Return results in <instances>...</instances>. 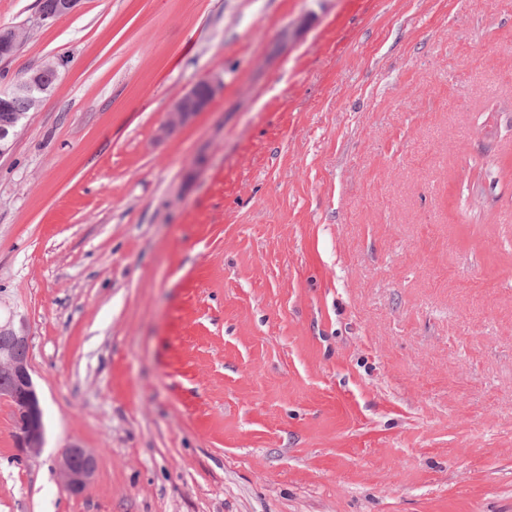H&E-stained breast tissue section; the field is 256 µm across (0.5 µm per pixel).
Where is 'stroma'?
<instances>
[{"mask_svg":"<svg viewBox=\"0 0 512 512\" xmlns=\"http://www.w3.org/2000/svg\"><path fill=\"white\" fill-rule=\"evenodd\" d=\"M39 9L0 0V88L61 65L0 158L45 422L18 459L0 401V512H512V0ZM204 89L205 94L201 95ZM214 94V86L210 82L195 85L168 112L166 125L169 130H175L193 119L198 112H203L209 106ZM64 485L74 493L83 492L92 482L97 460L87 448H64L56 461Z\"/></svg>","mask_w":512,"mask_h":512,"instance_id":"35a3bbf8","label":"stroma"}]
</instances>
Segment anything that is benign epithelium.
<instances>
[{"label":"benign epithelium","mask_w":512,"mask_h":512,"mask_svg":"<svg viewBox=\"0 0 512 512\" xmlns=\"http://www.w3.org/2000/svg\"><path fill=\"white\" fill-rule=\"evenodd\" d=\"M214 94L210 82L195 85L168 112L166 125L175 130L206 110ZM26 115L20 114L9 128H0V158L8 154ZM0 375L10 380L0 386V400L9 403L14 420L18 456L33 459L41 453L44 443V415L40 397L33 381L28 360L17 358L11 348H0ZM64 485L74 493L83 492L96 471L95 455L86 448L73 445L62 450L56 461Z\"/></svg>","instance_id":"obj_1"}]
</instances>
